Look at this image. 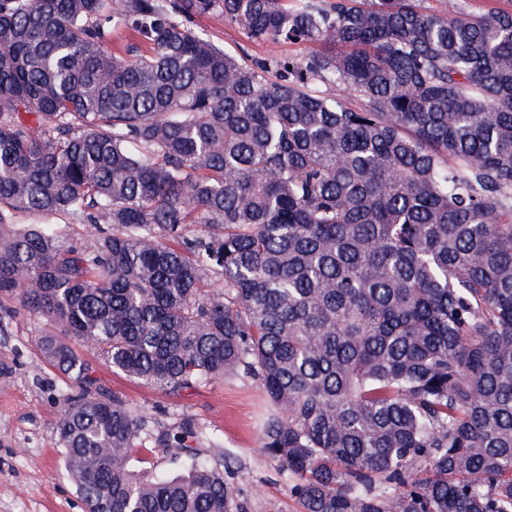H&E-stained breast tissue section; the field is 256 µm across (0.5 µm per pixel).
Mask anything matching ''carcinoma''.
Returning a JSON list of instances; mask_svg holds the SVG:
<instances>
[{
    "instance_id": "1",
    "label": "carcinoma",
    "mask_w": 512,
    "mask_h": 512,
    "mask_svg": "<svg viewBox=\"0 0 512 512\" xmlns=\"http://www.w3.org/2000/svg\"><path fill=\"white\" fill-rule=\"evenodd\" d=\"M422 2L0 0V298L53 326L87 512L249 504L217 466L135 473L198 430L63 336L171 394L258 384L304 512H512V11ZM210 16L316 50L238 59ZM135 448L132 453L131 465L143 477L152 478L158 475L176 476L180 474L186 463L183 453L175 449L165 451L160 448Z\"/></svg>"
}]
</instances>
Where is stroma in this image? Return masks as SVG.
I'll return each mask as SVG.
<instances>
[{"label": "stroma", "mask_w": 512, "mask_h": 512, "mask_svg": "<svg viewBox=\"0 0 512 512\" xmlns=\"http://www.w3.org/2000/svg\"><path fill=\"white\" fill-rule=\"evenodd\" d=\"M197 28L237 57L275 53L300 59L312 47L284 43L272 47L251 42L220 17H204ZM0 316V512H86L57 436L60 398L69 382L44 358L38 333L44 320L8 301ZM88 361L104 388L119 393L135 411L176 426L191 418L200 433L199 459L224 465V476L239 488L250 512H301L290 493V476L266 455L258 425L270 406L258 387L239 378L214 379L200 387L168 394L114 371L96 354ZM186 458L177 450L134 449L132 467L143 477L176 476Z\"/></svg>", "instance_id": "1"}]
</instances>
